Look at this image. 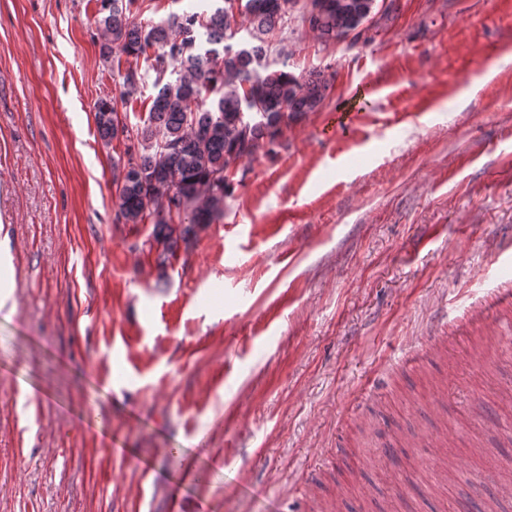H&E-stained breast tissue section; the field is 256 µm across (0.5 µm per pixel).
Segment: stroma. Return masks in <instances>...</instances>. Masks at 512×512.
Listing matches in <instances>:
<instances>
[{"label":"stroma","instance_id":"1","mask_svg":"<svg viewBox=\"0 0 512 512\" xmlns=\"http://www.w3.org/2000/svg\"><path fill=\"white\" fill-rule=\"evenodd\" d=\"M98 9L0 0V512H512V0L296 24L324 107L163 268L115 221Z\"/></svg>","mask_w":512,"mask_h":512}]
</instances>
